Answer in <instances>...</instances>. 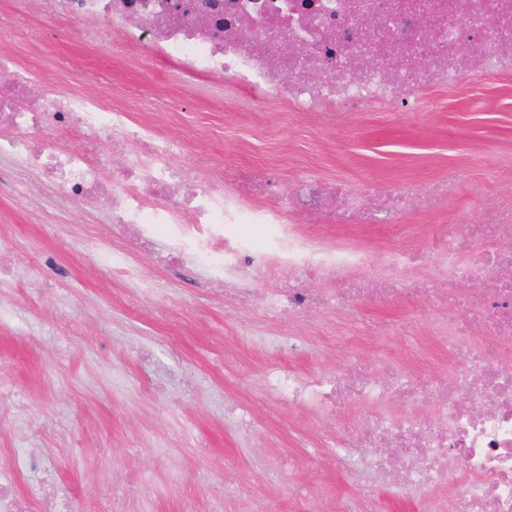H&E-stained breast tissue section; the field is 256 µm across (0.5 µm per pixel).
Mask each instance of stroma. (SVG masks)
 I'll list each match as a JSON object with an SVG mask.
<instances>
[{
	"label": "stroma",
	"instance_id": "35a3bbf8",
	"mask_svg": "<svg viewBox=\"0 0 512 512\" xmlns=\"http://www.w3.org/2000/svg\"><path fill=\"white\" fill-rule=\"evenodd\" d=\"M21 13L37 40L0 34V54L62 93L133 89L127 105L176 143L175 162L200 173L249 165L283 183L311 174L364 187L451 166L467 171L468 181L449 185L444 213L414 210L398 224L349 230L373 257L388 240L428 249L448 215L481 221L483 196L512 206V75H467L432 93L421 112L359 110L332 128L273 105L243 111L245 92L228 99L207 80L195 81L179 110L156 111L153 101L182 85L153 51H120L103 26L85 42L84 21L62 23L35 13L29 0H0V17ZM111 214V197L73 201L21 155H0V406L19 409L0 426V467L16 448L48 456L58 491L84 499L87 512H98L93 493L111 481L116 461L150 480L158 512H180L186 501L195 512H264L271 499L279 512H306L305 497L325 502L350 492L332 444L363 410L326 424L269 390L266 371L312 380L354 359L371 371L384 358L425 374L450 364L444 350L413 356L431 327L412 319L408 301L362 300L288 333L263 315L271 282L257 285L243 312L198 268L143 255ZM290 338L297 351H268L269 341ZM249 411L246 431L239 417ZM304 449L320 454L318 467L275 473L274 454ZM220 483L247 485L251 495L215 498Z\"/></svg>",
	"mask_w": 512,
	"mask_h": 512
}]
</instances>
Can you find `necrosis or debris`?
<instances>
[{
  "mask_svg": "<svg viewBox=\"0 0 512 512\" xmlns=\"http://www.w3.org/2000/svg\"><path fill=\"white\" fill-rule=\"evenodd\" d=\"M39 2L107 25L119 49L149 46L180 71L222 80L230 91L249 89L251 102L322 121L346 110L421 108L424 89L454 85L469 71L512 73V0H384L379 10L372 0H190L184 14L174 0ZM285 39L301 53L279 56L275 47ZM0 69L12 73L9 86H0V153L21 151L27 168L73 200L108 191L114 223L143 244L167 237L168 263L193 261L214 277L238 276L240 300L253 292L243 277L251 267L297 280L267 296L266 315L292 323L368 292L412 295L421 310L445 301L433 322L437 342L453 356L446 373L423 377L385 361L374 373L354 364L311 381L276 377L280 394L322 417L341 416L352 404L368 408L336 440L355 489L322 512H380L379 489L423 500L437 487L449 491L448 512H512L511 207L488 204L478 224L455 214L428 250L389 243L375 259L349 244L344 230L396 224L413 208L437 212L460 173L364 189L305 176L281 194L250 166L200 180L173 162L172 141L126 107L91 91L40 89L37 73L8 55L0 54ZM48 118L60 133L85 137L88 149L36 137ZM128 141L137 152L114 167L115 148ZM305 214L324 219L329 233L303 223ZM245 220L265 225L262 250L229 235L230 225ZM477 238L484 250L474 261ZM397 397L413 403L400 417L385 407ZM48 467L41 455L25 453L0 468V512H32L41 496L19 491L18 478Z\"/></svg>",
  "mask_w": 512,
  "mask_h": 512,
  "instance_id": "4bbe7bcc",
  "label": "necrosis or debris"
}]
</instances>
